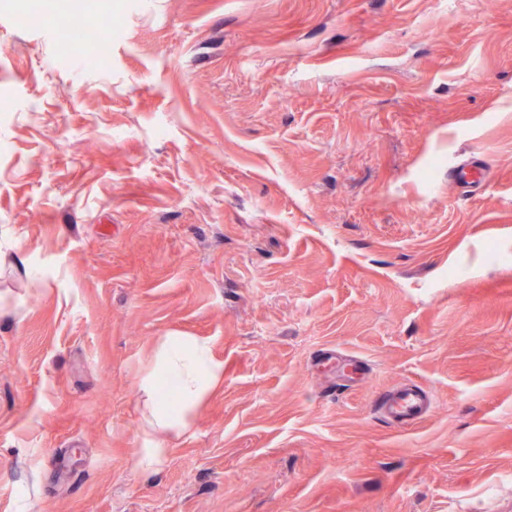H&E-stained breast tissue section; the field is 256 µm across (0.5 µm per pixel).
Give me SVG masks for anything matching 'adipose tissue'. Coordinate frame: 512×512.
I'll list each match as a JSON object with an SVG mask.
<instances>
[{"mask_svg": "<svg viewBox=\"0 0 512 512\" xmlns=\"http://www.w3.org/2000/svg\"><path fill=\"white\" fill-rule=\"evenodd\" d=\"M223 382L224 361L208 341L178 334L162 337L153 363L137 381V402L143 409L139 427L152 439L145 451L150 467L162 465L165 440L188 433L196 409ZM167 383L178 393L177 406H170L163 397Z\"/></svg>", "mask_w": 512, "mask_h": 512, "instance_id": "1", "label": "adipose tissue"}]
</instances>
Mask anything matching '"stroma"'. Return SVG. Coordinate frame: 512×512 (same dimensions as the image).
<instances>
[{
    "label": "stroma",
    "mask_w": 512,
    "mask_h": 512,
    "mask_svg": "<svg viewBox=\"0 0 512 512\" xmlns=\"http://www.w3.org/2000/svg\"><path fill=\"white\" fill-rule=\"evenodd\" d=\"M35 2L0 0V512H512V0H83L105 71ZM171 333L224 383L150 471ZM431 402L427 391L418 385L411 384L382 393L375 407L386 420L397 425H407L422 417Z\"/></svg>",
    "instance_id": "1"
}]
</instances>
